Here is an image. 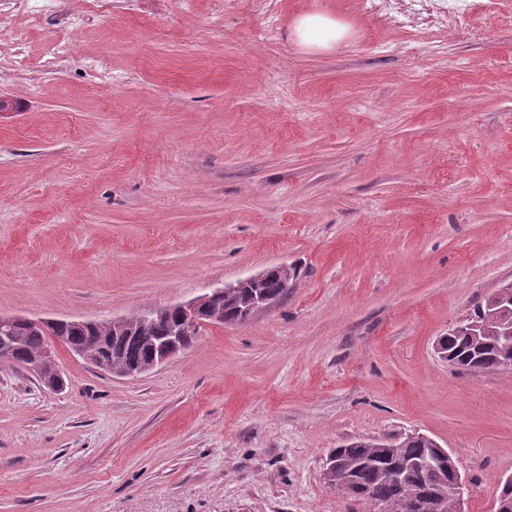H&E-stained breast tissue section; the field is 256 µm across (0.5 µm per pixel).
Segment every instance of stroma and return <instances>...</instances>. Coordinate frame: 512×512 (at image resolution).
<instances>
[{
	"label": "stroma",
	"instance_id": "1",
	"mask_svg": "<svg viewBox=\"0 0 512 512\" xmlns=\"http://www.w3.org/2000/svg\"><path fill=\"white\" fill-rule=\"evenodd\" d=\"M467 2L398 28L363 0H112L49 70L53 17L0 15L39 69L0 76V313L109 322L297 270L137 378L0 363V512H364L330 451L414 432L493 512L512 373L435 351L512 282V0ZM306 13L345 39L302 48Z\"/></svg>",
	"mask_w": 512,
	"mask_h": 512
}]
</instances>
